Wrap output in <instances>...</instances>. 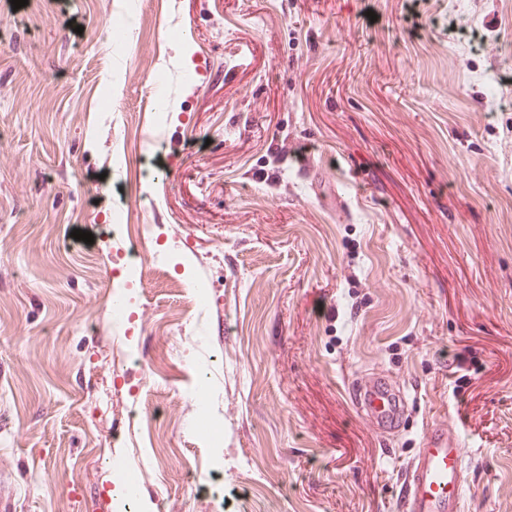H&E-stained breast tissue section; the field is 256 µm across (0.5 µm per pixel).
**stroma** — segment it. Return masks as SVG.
I'll return each instance as SVG.
<instances>
[{
	"label": "stroma",
	"mask_w": 512,
	"mask_h": 512,
	"mask_svg": "<svg viewBox=\"0 0 512 512\" xmlns=\"http://www.w3.org/2000/svg\"><path fill=\"white\" fill-rule=\"evenodd\" d=\"M502 76L512 0H0V512H113L116 458L152 512H399L435 421L512 512ZM349 396L365 423L385 437H394L404 430L409 417L406 394L383 375L355 380ZM112 475L116 481L115 487L126 486L127 494L129 487L136 486L144 478L142 470L122 459L113 460Z\"/></svg>",
	"instance_id": "1"
}]
</instances>
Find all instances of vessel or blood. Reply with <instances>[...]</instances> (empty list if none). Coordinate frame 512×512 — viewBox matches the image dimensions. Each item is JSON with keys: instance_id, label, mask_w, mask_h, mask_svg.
I'll use <instances>...</instances> for the list:
<instances>
[{"instance_id": "b4317fda", "label": "vessel or blood", "mask_w": 512, "mask_h": 512, "mask_svg": "<svg viewBox=\"0 0 512 512\" xmlns=\"http://www.w3.org/2000/svg\"><path fill=\"white\" fill-rule=\"evenodd\" d=\"M349 396L365 423L385 437L404 430L409 417L406 394L382 375L355 380ZM465 448L450 423L428 426L423 444L403 476L400 512H463L461 494Z\"/></svg>"}]
</instances>
